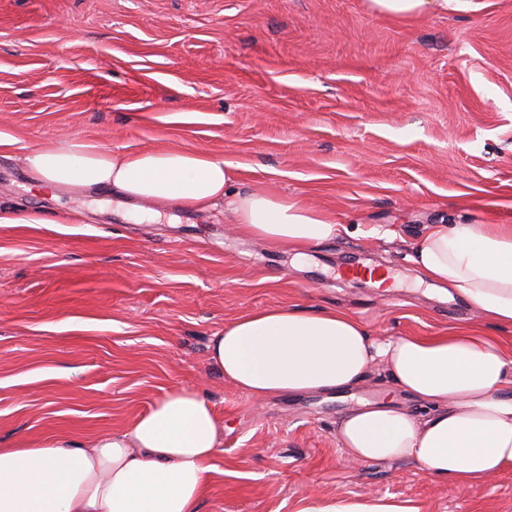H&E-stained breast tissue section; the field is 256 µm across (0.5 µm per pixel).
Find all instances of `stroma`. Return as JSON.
I'll use <instances>...</instances> for the list:
<instances>
[{
	"instance_id": "35a3bbf8",
	"label": "stroma",
	"mask_w": 512,
	"mask_h": 512,
	"mask_svg": "<svg viewBox=\"0 0 512 512\" xmlns=\"http://www.w3.org/2000/svg\"><path fill=\"white\" fill-rule=\"evenodd\" d=\"M0 132L16 140L0 155V448L118 430L196 385L224 425L200 512H294L310 493L512 512V471L460 489L410 461L348 468L346 410L414 405L383 369L258 408L208 361L225 321L268 306L341 308L375 336L468 319L409 256L430 224H512V0L410 21L365 0H0ZM76 135L210 152L242 165L238 191L301 198L349 232L298 261L232 234L220 207L143 220L30 189L18 154Z\"/></svg>"
}]
</instances>
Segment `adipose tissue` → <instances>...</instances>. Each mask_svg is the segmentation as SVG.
<instances>
[{"label":"adipose tissue","instance_id":"1","mask_svg":"<svg viewBox=\"0 0 512 512\" xmlns=\"http://www.w3.org/2000/svg\"><path fill=\"white\" fill-rule=\"evenodd\" d=\"M398 21L465 8L467 0H366ZM32 189L66 187L160 206H224L242 235L296 257L349 231L335 214L258 188L236 191L240 168L210 153L150 148L115 153L77 138L27 149ZM412 262L435 286L466 302L476 319L431 336L373 338L341 309H257L226 321L209 342L213 366L255 403L328 394L383 365L411 410L361 403L336 435L350 467L411 461L433 481L464 489L512 469V225L433 224ZM224 438L207 393H165L130 425L78 437L60 433L0 448V512H199L211 461ZM296 512H413L369 494L307 496Z\"/></svg>","mask_w":512,"mask_h":512}]
</instances>
